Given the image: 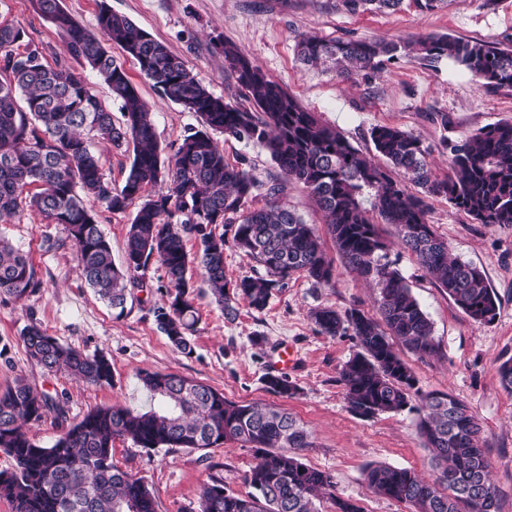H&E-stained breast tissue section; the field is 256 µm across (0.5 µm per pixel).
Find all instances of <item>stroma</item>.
<instances>
[{
  "label": "stroma",
  "instance_id": "35a3bbf8",
  "mask_svg": "<svg viewBox=\"0 0 512 512\" xmlns=\"http://www.w3.org/2000/svg\"><path fill=\"white\" fill-rule=\"evenodd\" d=\"M62 5L90 31L97 28L101 8L128 17L181 57L214 95L231 102L240 100L241 91L224 70L220 47L234 44L363 154L375 153L369 137L372 127L396 126L417 136L430 148L432 172L439 179L450 169V144L484 126L512 121V89L480 86L445 58L429 63L404 55L382 70L346 80L305 68L296 54L302 35L367 41L448 35L512 48V0L493 5L488 0H448L432 11L405 0L400 11L390 14H352L337 9L336 0H62ZM0 22L23 29L48 63L61 62L91 76L85 61L67 54L62 37L37 13L33 0H0ZM108 50L151 105L163 154L172 156L185 131L197 126V116L161 100L120 47L112 44ZM437 112L447 113V126L433 122ZM217 141L229 163L245 162L264 182L277 177L279 169L262 147L224 135ZM428 203L429 224L454 255L483 273L498 310L492 323L472 321L415 255L393 244L388 259L428 314L439 345L433 356L421 359L407 352L403 358L421 392L451 394L477 418L492 462L491 479L499 491V512H512V392L503 388L498 372L512 359V224L475 223L442 197L429 198ZM0 237L28 257L41 281L39 290L24 300L0 296V390L21 379L37 392L63 400L68 411L67 421L51 413L31 425L29 435L35 442L51 446L65 422H77L98 406L148 408L139 370L173 372L207 383L232 401L288 409L309 433V447L299 451L302 460L331 474L338 496L352 500L362 512H411L409 505L374 493L363 472L371 465H392L431 474L418 412L406 409L369 419L352 414L339 377L357 350L356 342L349 335H319L310 318L313 309L325 305L376 315L375 290L341 259L333 261L328 286L317 288L306 278L293 277L266 310L258 313L243 306L232 321L213 302L207 285L197 282L193 298L199 322L193 351L184 354L169 344L155 322L153 310L166 286L157 261H150L144 272L146 289L133 290L125 314L119 316L81 278L61 225L47 223L27 208L0 221ZM32 325L62 345L90 356L106 355L112 363V385L88 386L35 365L22 340ZM285 350L296 358L286 372L297 389L290 398L269 393L263 382ZM114 461L152 488L158 512H196L206 483L217 480L233 493L248 492L244 476L255 462V451L233 442L206 450H147L127 439L116 441Z\"/></svg>",
  "mask_w": 512,
  "mask_h": 512
}]
</instances>
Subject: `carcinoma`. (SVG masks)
<instances>
[{
    "label": "carcinoma",
    "mask_w": 512,
    "mask_h": 512,
    "mask_svg": "<svg viewBox=\"0 0 512 512\" xmlns=\"http://www.w3.org/2000/svg\"><path fill=\"white\" fill-rule=\"evenodd\" d=\"M403 0H336V8L395 12ZM37 10L63 35L67 53L84 59L121 101L115 122L87 80L62 65L44 62L43 51L13 47L25 32L0 24V219L36 208L50 224H60L87 285L112 309L124 313L132 290L145 288L137 272L151 260L160 263L168 282L166 301L154 309L155 321L172 346L192 352L198 316L192 303L195 263L224 316L233 320L239 302L261 312L274 293L294 276L315 286L333 277L332 260L321 236L294 209L279 201L288 183L304 186L322 213L327 232L350 270L377 290L381 320L351 308L312 311L317 332L336 337L352 332L359 351L343 366L339 383L349 411L362 418L399 412L410 405L414 374L395 344L424 358L437 352L432 323L412 295L400 271L387 261L389 242L360 200L374 191L373 208L392 224L399 245L468 317L489 324L497 303L483 274L452 256L448 243L427 223V198L442 196L478 224H512V122L484 126L450 148L448 177L433 178L429 149L416 136L392 126L370 131L378 163L354 148L335 129L321 123L278 82L237 47L224 44V64L249 102L245 107L212 94L184 61L124 15L109 9L93 34L63 8L61 0H35ZM119 45L136 60L160 97L178 103L199 118L183 135L173 159H162L152 112L121 65L101 40ZM414 53L426 61L448 58L489 88H512V49L477 40L427 36L413 41L324 40L300 36L299 60L312 68L350 79L374 70L382 60ZM219 132L264 147L281 178L262 183L251 171L224 160L212 137ZM132 151L124 184L116 188L103 173L92 141ZM40 191L28 199L24 188ZM164 190L145 195L149 186ZM265 190L268 202L250 209ZM120 212L140 206L127 232L123 265L98 216L85 199ZM264 274L235 283L224 273L225 234ZM198 243L190 257L185 239ZM41 288L26 255L0 239V296L23 300ZM29 357L44 370L95 386L112 384V363L88 356L37 326L23 335ZM143 388L157 405L146 411L122 405L97 407L64 429L44 447L26 431L60 402L39 395L18 380L0 392V451L13 468L0 472V498L14 512H157L152 489L113 462V444L129 439L145 448L206 450L237 442L256 449V463L245 476L251 491L231 493L215 480L201 488L198 512H319L315 501L327 496L336 512H361L334 494L333 477L303 463L295 454L309 447L307 431L284 409L242 404L224 393L177 373L143 370ZM272 394L289 397L295 388L284 375L267 373ZM420 430L434 454L433 474L395 466H371L364 479L377 494L410 505L413 512H499L490 478L491 461L481 427L468 408L449 393L418 394Z\"/></svg>",
    "instance_id": "cac0c4a2"
}]
</instances>
